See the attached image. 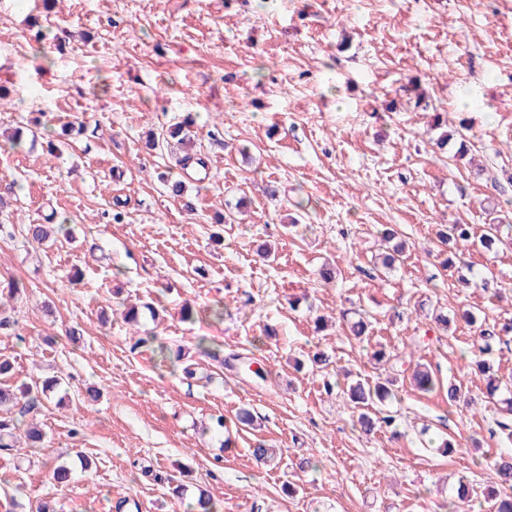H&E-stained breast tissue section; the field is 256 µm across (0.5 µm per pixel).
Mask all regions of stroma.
Listing matches in <instances>:
<instances>
[{"label":"stroma","instance_id":"35a3bbf8","mask_svg":"<svg viewBox=\"0 0 512 512\" xmlns=\"http://www.w3.org/2000/svg\"><path fill=\"white\" fill-rule=\"evenodd\" d=\"M1 85L0 283L23 292L5 305L18 326L0 355L14 364L7 383L60 374L70 398L31 412L40 447L0 451V512H175L178 462L222 512H449L458 481L486 483L512 453L493 435L502 413L464 357L461 318L512 327V245L448 267L436 236L512 225V0H0ZM189 113L213 178L176 200L159 179L172 156L145 139ZM439 120L467 122L465 158L435 146ZM70 122L84 133L62 135ZM18 128L14 149L5 135ZM52 214L73 236L48 248L26 227ZM389 225L410 250L384 274L374 257ZM466 267L497 290L457 287ZM151 301L156 343L192 352L194 378L131 351L117 309ZM218 301L223 322L181 318ZM347 309L365 314L367 340L349 335ZM201 336L265 379L196 352ZM379 347L430 366L436 388L399 380L395 425L367 436L341 385L388 377L369 359ZM318 351L323 368L296 369ZM452 380L467 393L454 403ZM88 386L101 392L91 405L75 396ZM242 407L253 425L236 424ZM218 414L228 430L213 428ZM425 426L457 452L425 447ZM260 444L277 465L256 466ZM80 455L91 467L54 485L52 469Z\"/></svg>","mask_w":512,"mask_h":512}]
</instances>
